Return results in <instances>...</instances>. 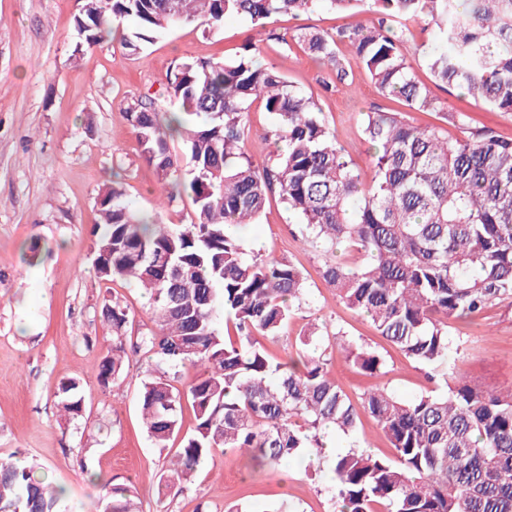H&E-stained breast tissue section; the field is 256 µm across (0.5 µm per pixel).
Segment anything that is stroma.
I'll return each mask as SVG.
<instances>
[{
	"label": "stroma",
	"mask_w": 512,
	"mask_h": 512,
	"mask_svg": "<svg viewBox=\"0 0 512 512\" xmlns=\"http://www.w3.org/2000/svg\"><path fill=\"white\" fill-rule=\"evenodd\" d=\"M82 0H0V461L35 467L38 476L62 492L64 512H101L102 482L131 484L143 512H225L234 504H289L292 512H339L337 482L330 462H312L300 453L273 469H247L239 451L205 460L187 488L163 495L156 481L174 448L154 447L141 419V379L153 372L147 354L134 355L125 380L102 387L95 368L112 348V327L100 315L103 304L127 305L129 339L151 325L149 298L137 285L106 282L97 275L92 231L100 221L98 195L120 181L135 210L165 224H187L191 199L177 195L158 207L156 176L142 158L138 139L122 104L164 87L174 62L231 58L243 44L263 48V60L302 91L314 92L318 107L349 157L367 167L368 148L361 131L366 112H404L416 125L440 127L457 138V127L437 114L405 112L402 103L381 95L362 69L345 87L334 71L313 60L290 37L295 29L332 30L345 16L316 10L299 17L285 14L257 26L229 16L207 30L184 22L164 31L145 51L132 54L104 38L86 45L75 28ZM435 43L434 29L414 26L410 58L420 81L465 114L472 127L512 138V112L486 109L473 100L434 85L422 63ZM249 256H287L302 271L307 298L279 336L262 338L271 358L284 362L311 321L327 324L321 348L328 368L352 402L364 391L383 387L400 398L446 393L443 375L405 357L378 335L370 320L339 300L320 272L322 255L301 234L296 218L271 197L258 223L239 230ZM39 244L35 264L24 250ZM381 356L380 375L352 366L337 348L334 332ZM455 371L468 384L495 393L512 389V299L495 302L481 314L448 322ZM80 379L85 399L82 417L66 420L57 405L61 378ZM337 451L391 454L382 430L363 418L349 438L325 433Z\"/></svg>",
	"instance_id": "35a3bbf8"
}]
</instances>
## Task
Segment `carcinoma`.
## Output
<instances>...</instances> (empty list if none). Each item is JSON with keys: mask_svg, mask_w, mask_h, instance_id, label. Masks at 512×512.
<instances>
[{"mask_svg": "<svg viewBox=\"0 0 512 512\" xmlns=\"http://www.w3.org/2000/svg\"><path fill=\"white\" fill-rule=\"evenodd\" d=\"M320 8L368 15L333 32L292 36L335 70L338 83L353 81L347 53L382 95L411 111L441 114L463 136L450 140L399 112H367L366 174L326 126L314 94L262 63L259 46L230 59L175 64L159 95L132 98L123 112L161 194L171 202L168 187H180L194 219L161 224L132 210L119 184L101 192L97 273L148 290L153 327L129 345V309L104 305L112 350L97 378L104 387L120 379L141 351L155 361L154 374L141 381L139 409L157 448L179 434L183 404L191 406L194 431L159 478L168 493L183 491L199 464L226 448L273 469L322 445L323 430L352 434L366 415L393 456L336 454L341 512H512V391L485 393L457 379L443 396L404 401L375 387L354 404L317 353L327 326L315 321L298 336L297 358L273 361L259 338L278 335L302 309L306 280L285 257L247 258L235 233L257 223L278 194L301 233L322 249V277L336 295L406 357L448 374V319L512 298V140L467 128L462 115L445 110L417 80L407 44L413 24L435 26L436 44L422 57L434 82L512 112V0H83L75 21L91 46L111 33L110 19H133V31L119 41L136 54L182 22L214 29L237 15L265 25L276 15ZM162 99L180 110L159 111ZM256 101L271 118L264 140L284 144L261 164L244 147ZM176 137L184 142L181 155L171 150ZM341 245L363 263L347 265L337 255ZM336 335L360 371L380 372L379 355L341 330ZM187 367L196 374L179 389L171 376ZM56 397L66 415H81L77 379L61 380ZM108 507L141 512L129 489L116 485L103 500ZM60 509V492L33 467L0 462V512Z\"/></svg>", "mask_w": 512, "mask_h": 512, "instance_id": "carcinoma-1", "label": "carcinoma"}]
</instances>
